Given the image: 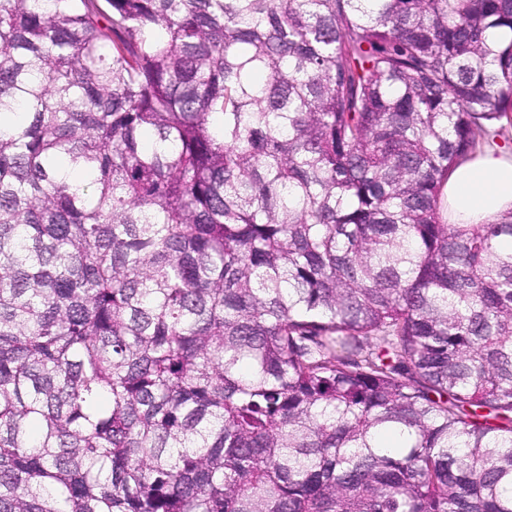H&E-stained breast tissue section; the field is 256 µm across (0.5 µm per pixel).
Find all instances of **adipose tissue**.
Listing matches in <instances>:
<instances>
[{"label": "adipose tissue", "mask_w": 512, "mask_h": 512, "mask_svg": "<svg viewBox=\"0 0 512 512\" xmlns=\"http://www.w3.org/2000/svg\"><path fill=\"white\" fill-rule=\"evenodd\" d=\"M442 205L452 224H491L512 210V152L488 148L457 166Z\"/></svg>", "instance_id": "1"}]
</instances>
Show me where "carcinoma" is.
<instances>
[{
	"mask_svg": "<svg viewBox=\"0 0 512 512\" xmlns=\"http://www.w3.org/2000/svg\"><path fill=\"white\" fill-rule=\"evenodd\" d=\"M495 28L0 0V512H512V211L440 206Z\"/></svg>",
	"mask_w": 512,
	"mask_h": 512,
	"instance_id": "obj_1",
	"label": "carcinoma"
}]
</instances>
